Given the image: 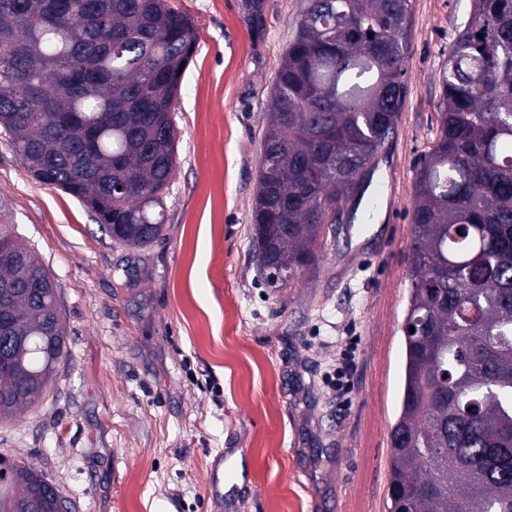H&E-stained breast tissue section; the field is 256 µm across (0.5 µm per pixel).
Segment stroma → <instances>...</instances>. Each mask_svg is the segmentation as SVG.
<instances>
[{
  "instance_id": "stroma-1",
  "label": "stroma",
  "mask_w": 512,
  "mask_h": 512,
  "mask_svg": "<svg viewBox=\"0 0 512 512\" xmlns=\"http://www.w3.org/2000/svg\"><path fill=\"white\" fill-rule=\"evenodd\" d=\"M195 25L162 239L112 241L0 134V198L58 290L69 358L0 424L71 512H384L405 352L413 184L470 0H412L405 95L352 224L317 275L266 288L251 213L276 71L307 0H171ZM353 348L347 393L330 376ZM235 470L214 491L212 475Z\"/></svg>"
}]
</instances>
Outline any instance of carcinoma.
<instances>
[{
    "instance_id": "1",
    "label": "carcinoma",
    "mask_w": 512,
    "mask_h": 512,
    "mask_svg": "<svg viewBox=\"0 0 512 512\" xmlns=\"http://www.w3.org/2000/svg\"><path fill=\"white\" fill-rule=\"evenodd\" d=\"M412 0H310L270 92L251 214L260 271L319 270L404 97ZM169 0H0V129L36 180L79 198L116 243L164 231L172 112L193 53ZM432 146L414 181L400 409L387 512H512V0H471L449 44ZM0 422L69 356L57 288L0 198ZM415 331H409V328ZM50 483L0 457V512Z\"/></svg>"
}]
</instances>
